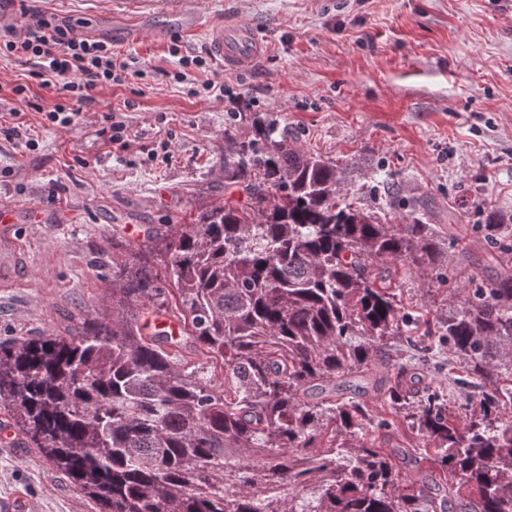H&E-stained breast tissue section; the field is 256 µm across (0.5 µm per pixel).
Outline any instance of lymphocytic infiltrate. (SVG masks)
<instances>
[{
  "label": "lymphocytic infiltrate",
  "instance_id": "1",
  "mask_svg": "<svg viewBox=\"0 0 512 512\" xmlns=\"http://www.w3.org/2000/svg\"><path fill=\"white\" fill-rule=\"evenodd\" d=\"M0 51L33 65L42 86L58 85L69 93L72 106L57 105L45 113L49 123L62 126L78 121L98 87L124 83L136 73L111 43L85 37L69 21L53 22L38 11L21 24L0 28Z\"/></svg>",
  "mask_w": 512,
  "mask_h": 512
}]
</instances>
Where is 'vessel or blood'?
<instances>
[{"label": "vessel or blood", "mask_w": 512, "mask_h": 512, "mask_svg": "<svg viewBox=\"0 0 512 512\" xmlns=\"http://www.w3.org/2000/svg\"><path fill=\"white\" fill-rule=\"evenodd\" d=\"M170 17L179 19L184 36L193 37L206 33L213 53L227 70H236L247 64L264 49V43L252 26L244 23L232 25L204 16L188 8L182 0H172L166 7Z\"/></svg>", "instance_id": "vessel-or-blood-1"}]
</instances>
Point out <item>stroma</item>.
Masks as SVG:
<instances>
[{"label":"stroma","mask_w":512,"mask_h":512,"mask_svg":"<svg viewBox=\"0 0 512 512\" xmlns=\"http://www.w3.org/2000/svg\"><path fill=\"white\" fill-rule=\"evenodd\" d=\"M46 17L110 40V0H40ZM206 15L252 25L266 39L249 66L225 70L203 36L149 16L157 41L123 45L140 77L95 92L80 120L45 121L69 104L28 64L0 56V122L20 110L36 146L0 139V341L64 334L84 321L128 317L112 302V273L133 263L149 227L185 224L224 194V129L251 134L273 117L305 149L335 159L349 199L374 174L401 187L408 214L424 203L445 243L448 271L490 285L484 225L512 242V0H204ZM211 59L227 99L201 92L208 75L179 56ZM28 88L27 101L13 94ZM130 129L102 137L109 114ZM25 512H95L20 433L0 444V503Z\"/></svg>","instance_id":"stroma-1"}]
</instances>
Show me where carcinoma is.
Masks as SVG:
<instances>
[{
    "instance_id": "carcinoma-1",
    "label": "carcinoma",
    "mask_w": 512,
    "mask_h": 512,
    "mask_svg": "<svg viewBox=\"0 0 512 512\" xmlns=\"http://www.w3.org/2000/svg\"><path fill=\"white\" fill-rule=\"evenodd\" d=\"M224 139L240 197L147 236L163 277L122 269L130 320L1 342L0 411L99 512H512V244L448 317L409 316L399 268L448 281L425 206L343 201L336 160L273 119ZM422 334L478 412L391 353Z\"/></svg>"
}]
</instances>
